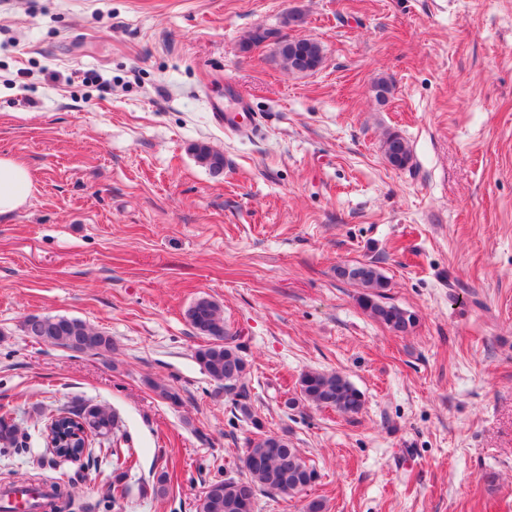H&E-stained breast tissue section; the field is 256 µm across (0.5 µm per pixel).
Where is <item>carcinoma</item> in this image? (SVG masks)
Returning a JSON list of instances; mask_svg holds the SVG:
<instances>
[{"instance_id":"carcinoma-1","label":"carcinoma","mask_w":512,"mask_h":512,"mask_svg":"<svg viewBox=\"0 0 512 512\" xmlns=\"http://www.w3.org/2000/svg\"><path fill=\"white\" fill-rule=\"evenodd\" d=\"M278 55L283 65L292 72L317 69L323 62L320 44L312 38H288L278 41ZM382 147L388 163L395 168L406 167L412 159L408 142L397 132L386 135ZM196 158L213 172L224 169V155L205 144L192 146ZM336 275L363 288L359 304L368 315L396 334H405L415 327L414 313L384 301L388 280L373 264H356L336 267ZM187 317L196 333L207 339L205 345L195 351L200 369L212 380L224 386V394L232 396L234 410L240 418L251 423L255 437L247 439V450L242 460L245 476L211 481L198 505L199 512H254L258 494L294 495L316 484L319 473L307 463L294 448L288 436L263 430L251 404L250 390L246 382L248 363L242 355L239 337L224 325V317L218 303L210 298L197 299L188 309ZM23 332L38 343L59 346L72 351H110L112 337L95 332L83 321L65 316L31 315L24 320ZM301 403L320 408H331L343 415H357L364 408L363 393L345 376L339 373L307 371L298 381L297 395L285 400L284 405L294 409ZM116 416L98 405L82 404L65 411V415L51 418L44 439L54 443L56 453L59 435L76 429L82 433L77 444H85L90 433L106 436L116 428ZM27 435L19 434L18 427L0 416V443L17 450L26 449ZM112 456L115 487L132 464L133 453L117 443L106 449ZM52 495L48 506L54 512H73L80 508L75 500L74 477L66 476L50 484Z\"/></svg>"}]
</instances>
